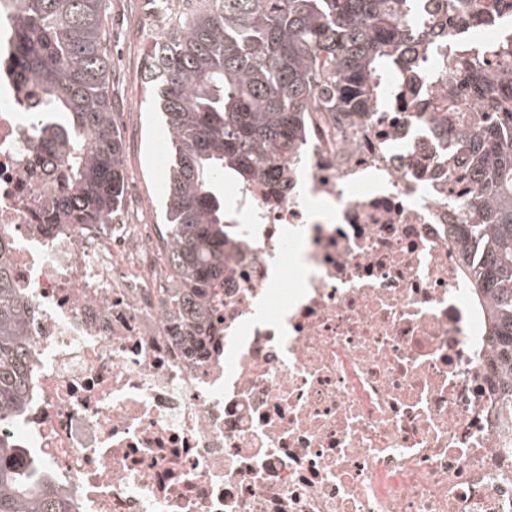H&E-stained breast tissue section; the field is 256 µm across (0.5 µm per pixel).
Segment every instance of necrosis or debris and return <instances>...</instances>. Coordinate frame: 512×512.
<instances>
[{
	"label": "necrosis or debris",
	"mask_w": 512,
	"mask_h": 512,
	"mask_svg": "<svg viewBox=\"0 0 512 512\" xmlns=\"http://www.w3.org/2000/svg\"><path fill=\"white\" fill-rule=\"evenodd\" d=\"M422 19L447 45L382 107L311 108L299 148L231 189L196 340L161 225L42 223L35 117L0 77V234L31 343L9 432L73 512H512L488 304L450 234L475 179L430 111L472 25L447 0Z\"/></svg>",
	"instance_id": "1"
}]
</instances>
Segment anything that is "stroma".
I'll return each mask as SVG.
<instances>
[{"label": "stroma", "instance_id": "stroma-1", "mask_svg": "<svg viewBox=\"0 0 512 512\" xmlns=\"http://www.w3.org/2000/svg\"><path fill=\"white\" fill-rule=\"evenodd\" d=\"M108 2V30L114 52L110 81L115 93V117L125 145L126 178L143 202L141 223L160 224L165 219L168 198L166 171L157 164L156 148L159 141L167 139L168 132L164 114L157 112L142 85V66L149 44L142 20L154 18V28L160 32L169 16L159 9L160 0Z\"/></svg>", "mask_w": 512, "mask_h": 512}]
</instances>
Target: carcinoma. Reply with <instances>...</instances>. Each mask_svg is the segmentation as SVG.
I'll return each instance as SVG.
<instances>
[{
	"label": "carcinoma",
	"mask_w": 512,
	"mask_h": 512,
	"mask_svg": "<svg viewBox=\"0 0 512 512\" xmlns=\"http://www.w3.org/2000/svg\"><path fill=\"white\" fill-rule=\"evenodd\" d=\"M419 0H183L145 55L143 78L165 113L167 262L174 306L200 324L207 289L224 274L234 225L224 223V176L244 184L296 148L298 122L317 101L360 112L383 101L380 76L402 75L446 33L421 32ZM105 0H16L7 72L37 115L56 196L47 224H95L122 215L124 145L113 112ZM474 28L491 20L503 39L454 59L456 80L433 103L454 146L480 173L463 257L489 303L493 371L512 419V0H450ZM480 112L456 111L459 88ZM10 242L0 236V512H72L69 498L25 448L3 434L23 409L30 368L26 302L12 285Z\"/></svg>",
	"instance_id": "obj_1"
}]
</instances>
